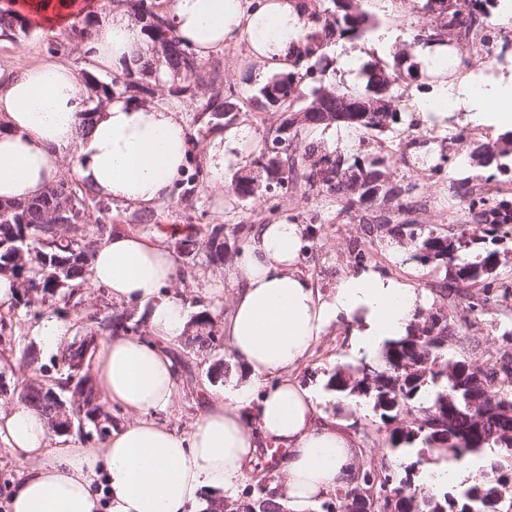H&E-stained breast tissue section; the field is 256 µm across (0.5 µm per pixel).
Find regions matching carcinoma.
<instances>
[{"mask_svg":"<svg viewBox=\"0 0 512 512\" xmlns=\"http://www.w3.org/2000/svg\"><path fill=\"white\" fill-rule=\"evenodd\" d=\"M136 18L144 24L152 43H165V52L156 55L153 65L135 72L129 68L112 79V87L103 90V95L88 97L91 105L80 113L82 122L91 120L103 100L111 95H124L132 91L149 92L145 84L151 78L159 82L155 73L162 69L177 77V82L168 89L169 96L182 98L193 95L194 87L202 79L201 66L188 48L174 33L168 22L154 11L153 0H130ZM325 6L310 14L311 25L303 34L310 45L322 49L319 63L310 62L311 53L306 50L293 59L291 67L274 73L263 86L256 89L250 102L268 112L288 109L294 112L306 110L312 113L310 124L296 128L287 138L293 140L308 131L333 124L344 125L360 134V141L375 132H391L402 124L401 111L387 109L383 103L396 101L395 85L416 77L417 54L426 47L444 45L457 48L469 37L481 33L487 44L493 43L490 27V0H464L463 9L447 4L442 10L438 4L445 0H425L423 9L430 21L415 28L408 49L393 56L392 64L377 63L365 65L360 72L363 89L349 92L336 87L332 80L335 70L326 64L331 46L336 40H365L379 24L378 19L364 7V0H321ZM27 18L23 14H10V10H0V26L4 30L14 28L26 31ZM94 20L90 15L81 20L68 33V42L56 44V50H67L69 46L88 43L93 36ZM211 94L197 109L194 122L207 126L221 113V98L224 82L219 75L210 78ZM304 155L317 160L305 165L288 157L283 152L281 159L273 163L265 154V144H260L254 154L252 164L254 176L232 180L230 190L239 198L253 195V184L262 182L280 190H294L300 183L319 186L354 209L371 207L378 202L392 201L408 189L384 178L382 167L396 166L405 161V153L397 149L386 155L371 156L353 153H319V147L310 142L304 148ZM461 201L469 220L462 224L459 235L469 238L470 247L453 252L448 245V236L429 231L428 236L417 244L414 258L421 263H434L444 268L446 287L465 277L473 283L483 284V289L491 287L487 282L500 262V248L512 235V194L486 195L472 188L464 190ZM67 211L70 224L64 231H58L54 224L47 223L48 210ZM109 204L102 199L89 196L78 185L60 180L50 188V193L39 198L21 202H0V274L13 278L20 288L12 305L42 307L46 304L69 306L83 284L96 247L111 235L112 227ZM191 334L186 337L193 351L203 356L216 348L217 331L211 313L201 311L190 323ZM94 337L80 342L73 341L61 350V361L66 376L58 382V389L46 388L32 382L22 388L21 400L39 411L52 423L54 405L49 394L62 392L78 393V421L93 425L100 440L109 435L112 416L103 413L97 392L87 372L72 370V360L85 347L91 345ZM448 342V323H443L436 334L427 341L415 342L412 332L385 343L383 348L384 370L389 371L408 360L416 363L422 359L440 361L441 366L449 363L464 370L469 366L466 360L448 359L443 353V344ZM358 378L345 376L338 370L328 381L334 390L348 395L356 392ZM448 388V377L440 372L424 374L418 370L403 371L393 375L383 392L371 394L373 408L380 412V418L390 421L397 417L407 419L422 393H430L428 407L441 402V394ZM512 428V422L490 414L483 422L480 433L473 432V414L465 404L457 402V410L452 420L446 419L423 429L416 425L396 427L390 431L388 447L393 450L422 444L438 456L459 459L470 454H479L486 448H498L506 453L512 451L498 443L501 434ZM478 482H473L459 496L443 493L435 499L441 506L439 512H453L457 503L467 507L465 512H490L485 502L474 495ZM254 501L265 505V512H286L283 502L277 500L275 490H266L261 482L252 486ZM348 504V492L338 491L333 499L321 504L322 512H344Z\"/></svg>","mask_w":512,"mask_h":512,"instance_id":"1","label":"carcinoma"}]
</instances>
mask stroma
<instances>
[{
    "label": "stroma",
    "instance_id": "stroma-1",
    "mask_svg": "<svg viewBox=\"0 0 512 512\" xmlns=\"http://www.w3.org/2000/svg\"><path fill=\"white\" fill-rule=\"evenodd\" d=\"M57 40V35H38L31 31L1 36L0 67L57 54L71 63L77 73H93L98 81H111V74L95 73L84 48L57 53ZM208 64L219 67L225 83L234 85L241 95H251L258 87L250 78L254 63L246 44L227 45L223 54L210 58ZM208 95V90L202 86L195 96L174 99L166 87L157 86L146 96L147 101L179 109L193 137L192 157L188 163L192 170L205 169L204 150L215 136L214 131L200 130L194 122L200 100ZM278 122L279 115L275 112L252 108L239 113L235 125L243 131L244 137L224 154L225 181L250 173L253 151ZM502 133V128L476 120L466 110L447 113L434 130L427 132L428 148L407 150L405 163L386 170L390 181L411 188L407 195L411 208L399 214L401 221L424 232L431 229L444 235L458 232L464 219L460 181L479 172L471 155L481 145L495 143ZM442 152L455 155L457 161L446 174L432 175V166L427 163L426 156ZM155 216L154 223L139 224L134 220V211L119 208L112 213V227L152 240L163 239L169 247L173 246L174 232L178 229H197L205 238L212 231L220 233L224 243L223 261L211 260L208 246L200 245L193 266L186 268L184 276L175 285L176 291L195 313L206 310L213 317L222 318L233 288L230 270L252 227L289 217L306 227L309 246L299 268L319 287H330L336 277L352 269L355 255L360 252L364 254L366 264L382 274L413 283L423 290L427 301L443 299L444 271L436 265L415 261L414 241L391 234L388 225L361 223L359 213L344 211L342 202L335 195L318 192L306 185L298 186L293 193L261 190L246 200L230 194L220 205L201 185L192 196L174 194L170 201L156 208ZM79 296L81 304L74 312L54 313L47 307L22 305L11 310L14 333L0 335V377L8 387L7 393H0L1 409L16 402L15 390L26 382L35 379L53 386L64 372L58 354L46 351L37 334V327L46 316L54 314L67 322L74 339L91 335L105 338L106 333L100 330L98 321L110 315H127L133 325L145 322V311L113 301L104 289L86 284ZM446 299L451 328L445 348L448 357H469L474 366L484 371L499 366L502 356L512 353V344L505 343L502 338L504 331L512 330V297L505 299L496 292L486 298L480 285L460 281L455 283ZM169 350L178 368L177 393L172 412L159 414L158 419L187 431L201 411L207 390L219 385L218 379L210 373L212 363L218 360L230 362L231 356L227 347L220 346L209 358L203 359L189 352L179 341L170 344ZM380 365L377 358L366 360L351 356L346 326L333 325L300 366L297 377L319 393L320 407L326 415L348 424L360 440L363 458L385 464L394 479L409 478L412 491L420 493L424 490L423 474L434 465L432 458L414 451H390L387 446L390 428L381 421L372 400L363 395L338 393L328 385L329 378L338 368L376 370Z\"/></svg>",
    "mask_w": 512,
    "mask_h": 512
}]
</instances>
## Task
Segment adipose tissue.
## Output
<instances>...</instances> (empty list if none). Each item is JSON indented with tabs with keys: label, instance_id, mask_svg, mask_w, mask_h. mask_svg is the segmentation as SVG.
I'll list each match as a JSON object with an SVG mask.
<instances>
[{
	"label": "adipose tissue",
	"instance_id": "obj_1",
	"mask_svg": "<svg viewBox=\"0 0 512 512\" xmlns=\"http://www.w3.org/2000/svg\"><path fill=\"white\" fill-rule=\"evenodd\" d=\"M57 33L75 22L79 0H13ZM176 35L204 61L243 42L268 70L288 69L309 27L307 0H164ZM87 49L100 66L135 69L156 56L141 23L112 0L98 8ZM445 48L422 52L435 82L418 98L422 120L448 102L476 118L512 125V114L486 111L480 95L449 84L436 63ZM87 96L75 68L54 59L0 70V200L27 201L70 172L85 191L113 205L149 210L170 200L187 168L191 133L176 109L129 96L108 98L90 125L80 114ZM305 227L258 224L234 261L237 288L224 313V338L245 379H230L205 397L189 432L159 423L171 410L176 370L168 343L186 336L188 305L170 293L177 255L161 241L117 231L97 247L88 281L112 300L147 312L146 336H108L94 357L93 380L130 416L106 442L80 448L50 445L46 419L17 404L0 410L5 440L23 478L8 512H212L205 490L235 494L262 449H283L273 483L290 512L357 484L359 442L327 420L312 391L293 376L327 328L350 326L354 356H378L405 335L423 305L421 291L365 267L337 278L329 292L298 270Z\"/></svg>",
	"mask_w": 512,
	"mask_h": 512
}]
</instances>
